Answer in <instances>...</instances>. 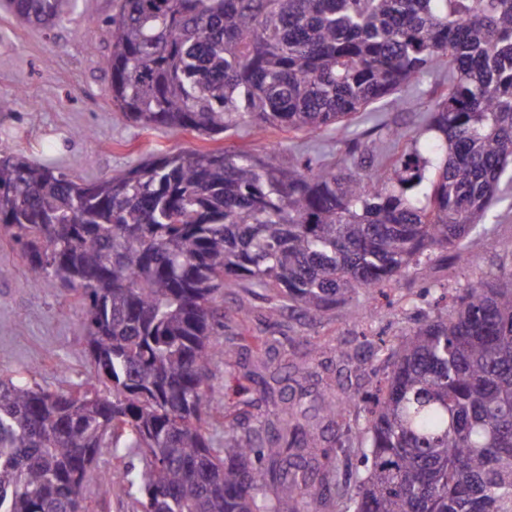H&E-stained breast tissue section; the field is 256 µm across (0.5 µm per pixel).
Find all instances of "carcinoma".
Masks as SVG:
<instances>
[{
  "mask_svg": "<svg viewBox=\"0 0 512 512\" xmlns=\"http://www.w3.org/2000/svg\"><path fill=\"white\" fill-rule=\"evenodd\" d=\"M73 0H8L55 27ZM112 106L145 128L212 136L241 125L344 128L448 58L426 129L382 178L374 163L316 167L276 146L190 150L79 183L0 155V233L33 283L83 297V390L0 378V512H82L92 464L120 448L144 469L139 512H325L335 464L299 404L245 422L209 396L238 279L318 313L384 293L473 237L512 182V0H116ZM365 401L367 466L353 512H512V264L418 321ZM325 398L322 419L347 410ZM224 415V436L205 418Z\"/></svg>",
  "mask_w": 512,
  "mask_h": 512,
  "instance_id": "obj_1",
  "label": "carcinoma"
}]
</instances>
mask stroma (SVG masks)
I'll list each match as a JSON object with an SVG mask.
<instances>
[{
	"instance_id": "35a3bbf8",
	"label": "stroma",
	"mask_w": 512,
	"mask_h": 512,
	"mask_svg": "<svg viewBox=\"0 0 512 512\" xmlns=\"http://www.w3.org/2000/svg\"><path fill=\"white\" fill-rule=\"evenodd\" d=\"M111 14L112 0H74L60 25L43 29L18 18L0 0V98L11 102L9 111L0 112V154L50 163L73 180L87 182L125 172L163 152L229 146L263 155L276 145L311 158L313 164L339 168L348 157L350 139L358 136L381 176L389 177L390 158L414 149L426 153L434 139L424 125L435 103V87L448 76L444 64L426 74L418 87L358 114L345 134L297 136L244 127L209 137L190 130L140 129L113 109L108 96L111 47L106 23ZM389 127L403 131V139H387ZM481 226L473 266L451 255L427 270L410 268L392 285V305L375 302L362 289L323 313L285 309L272 318L265 291L237 281L220 299L224 327L211 338L220 351L211 364L212 397L223 404H249L255 415L264 413V385L252 364L271 343L279 365L319 345L310 374L301 381L306 404H316L319 393L329 388L340 399L367 396L375 376L387 369L384 358L368 347V337L380 333L398 345L407 328L429 314V289L458 287L512 260V183L504 186ZM31 278L21 250L0 236V374L20 373L49 390L75 388L88 370L81 306L72 293L52 282L31 287ZM227 353L232 356L228 362L223 359ZM364 416L362 406L351 407L340 427L325 433V447L344 448L337 470L343 488L363 469ZM142 468L136 456L100 457L83 489L86 512H137L140 490L125 489L123 474Z\"/></svg>"
}]
</instances>
